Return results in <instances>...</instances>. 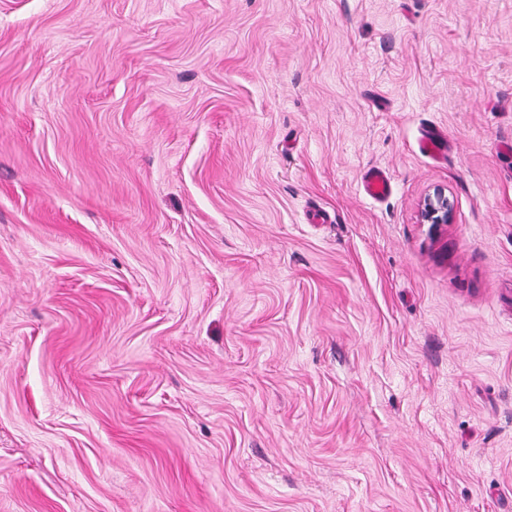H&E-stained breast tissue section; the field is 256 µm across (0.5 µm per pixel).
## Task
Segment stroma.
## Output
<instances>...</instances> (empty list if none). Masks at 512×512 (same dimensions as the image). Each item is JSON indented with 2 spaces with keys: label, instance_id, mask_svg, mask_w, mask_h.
<instances>
[{
  "label": "stroma",
  "instance_id": "1",
  "mask_svg": "<svg viewBox=\"0 0 512 512\" xmlns=\"http://www.w3.org/2000/svg\"><path fill=\"white\" fill-rule=\"evenodd\" d=\"M509 143L512 0H0V512H512ZM361 186L364 194L374 201L384 200L393 191L390 173L379 167H371L363 173ZM453 216V203L445 189L438 188L429 194L421 205L420 217L426 224H449Z\"/></svg>",
  "mask_w": 512,
  "mask_h": 512
}]
</instances>
